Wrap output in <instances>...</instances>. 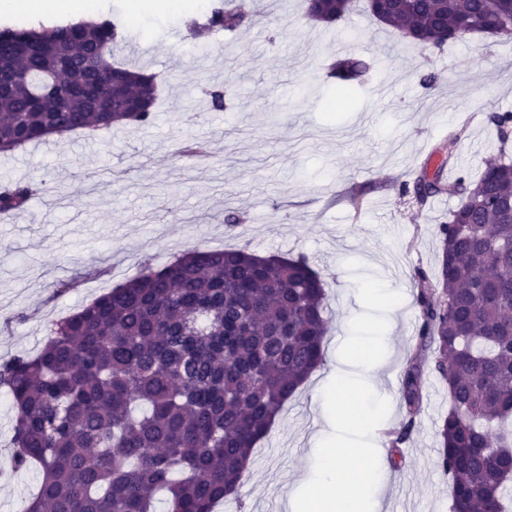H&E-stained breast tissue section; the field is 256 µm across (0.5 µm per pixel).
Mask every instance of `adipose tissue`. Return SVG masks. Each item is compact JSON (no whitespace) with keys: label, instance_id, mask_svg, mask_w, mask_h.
<instances>
[{"label":"adipose tissue","instance_id":"ef3b65f1","mask_svg":"<svg viewBox=\"0 0 512 512\" xmlns=\"http://www.w3.org/2000/svg\"><path fill=\"white\" fill-rule=\"evenodd\" d=\"M321 399L358 430L368 429L371 416L356 407L349 373L337 371L322 388ZM382 473L377 456L357 448H326L317 458L314 476L298 475L293 483L305 491L304 512H382Z\"/></svg>","mask_w":512,"mask_h":512}]
</instances>
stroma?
Segmentation results:
<instances>
[{"label": "stroma", "instance_id": "obj_1", "mask_svg": "<svg viewBox=\"0 0 512 512\" xmlns=\"http://www.w3.org/2000/svg\"><path fill=\"white\" fill-rule=\"evenodd\" d=\"M205 2L182 0L179 14L136 17L133 0H94L84 21L108 13L125 29L128 43L116 60L160 79L153 123L78 130L0 154V186L39 187L21 214L0 222V362L35 354L52 320L124 283L143 263L164 266L196 245L303 255L325 280V362L255 448L237 497L216 512H287L289 476L311 466L315 437L372 444L316 397L340 350L350 354L360 402L379 429L411 427L383 489V512H451L436 435L447 387L425 369L420 411L410 421L400 386L418 328L414 273L436 271L438 226L457 200L436 196L420 210L401 189L421 170L439 168L435 149L451 133L462 139L445 177L458 169L478 175L492 155L512 158V139L501 141L488 121L512 110V36L424 48L380 25L365 0H354L352 13L329 28L308 23L302 0H233L249 25L175 45L171 31ZM340 45L372 73L354 103L336 112L326 72ZM224 81L226 109H209L204 87ZM378 82L389 86V98L371 96ZM193 141L207 144L205 159L179 155ZM231 211L241 222L229 231ZM62 280L78 286L58 292ZM376 288L387 289L398 309L376 301ZM385 336L392 343L376 376L351 350ZM41 479L34 466L0 475V512H20Z\"/></svg>", "mask_w": 512, "mask_h": 512}]
</instances>
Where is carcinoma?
Segmentation results:
<instances>
[{
  "mask_svg": "<svg viewBox=\"0 0 512 512\" xmlns=\"http://www.w3.org/2000/svg\"><path fill=\"white\" fill-rule=\"evenodd\" d=\"M352 0H307L306 17L330 26ZM381 24L442 48L512 22V0H393ZM249 18L231 0H211L188 23L200 36L235 30ZM125 40L110 17L50 28L0 27V153L51 132L155 118L156 74L112 62ZM370 65L345 56L327 68L336 110L348 107ZM222 111L225 85L205 90ZM500 139L512 112L489 117ZM461 135L439 147L402 194L457 198L438 227L441 259L415 274L418 340L401 399L408 421L389 432L390 462L419 410L422 374L433 366L448 387L438 464L451 481L452 512H507L512 481V161L488 159L476 179L446 182L443 169ZM36 188L0 189V212L25 210ZM326 296L303 256L193 247L162 268L145 266L50 324L35 355L0 363V387L14 407L10 469H42L24 512H212L237 494L250 455L299 387L325 361Z\"/></svg>",
  "mask_w": 512,
  "mask_h": 512,
  "instance_id": "cac0c4a2",
  "label": "carcinoma"
}]
</instances>
